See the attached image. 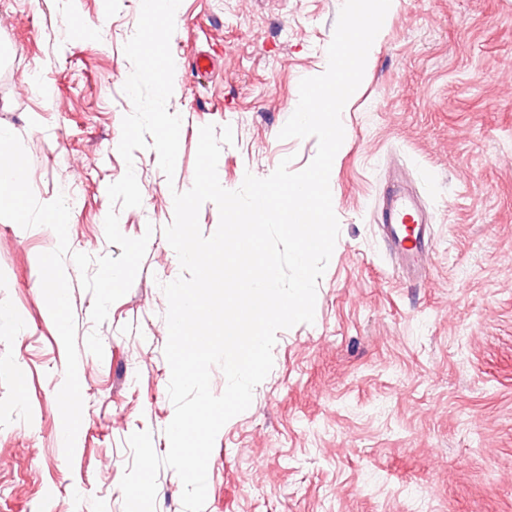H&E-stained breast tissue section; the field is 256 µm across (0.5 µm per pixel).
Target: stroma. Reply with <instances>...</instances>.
I'll return each instance as SVG.
<instances>
[{"label":"stroma","instance_id":"stroma-1","mask_svg":"<svg viewBox=\"0 0 512 512\" xmlns=\"http://www.w3.org/2000/svg\"><path fill=\"white\" fill-rule=\"evenodd\" d=\"M342 4L181 0L168 111L182 125L169 179L153 148L129 164L117 150L133 110L123 48L139 0H0V127L21 138L37 200L65 196L72 251L117 257L107 188L134 169L142 204L119 209V228L149 239L98 326L64 262L84 401L69 460L56 399L65 349L38 265L57 236L0 218V512H124L128 437L150 431L167 453L160 282L181 273L164 235L172 193L191 188L207 124L234 132L217 164L226 189L287 156L294 171L311 162L315 138L278 134L300 80L327 68ZM201 53L214 63L204 80L191 67ZM341 120L330 174L340 235L315 319L278 331L272 370L218 433L204 512H512V0H398ZM396 169L433 216L420 283L399 272L377 226ZM94 331L100 358L86 346Z\"/></svg>","mask_w":512,"mask_h":512}]
</instances>
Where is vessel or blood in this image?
Returning <instances> with one entry per match:
<instances>
[{
    "label": "vessel or blood",
    "mask_w": 512,
    "mask_h": 512,
    "mask_svg": "<svg viewBox=\"0 0 512 512\" xmlns=\"http://www.w3.org/2000/svg\"><path fill=\"white\" fill-rule=\"evenodd\" d=\"M380 224L391 253L407 278L423 281L433 246L431 218L417 193L404 177L387 188Z\"/></svg>",
    "instance_id": "b4317fda"
}]
</instances>
